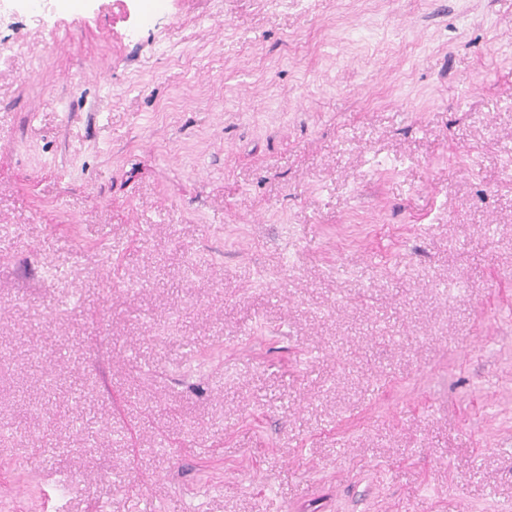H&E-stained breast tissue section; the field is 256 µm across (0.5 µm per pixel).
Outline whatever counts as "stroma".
Segmentation results:
<instances>
[{
	"instance_id": "obj_1",
	"label": "stroma",
	"mask_w": 512,
	"mask_h": 512,
	"mask_svg": "<svg viewBox=\"0 0 512 512\" xmlns=\"http://www.w3.org/2000/svg\"><path fill=\"white\" fill-rule=\"evenodd\" d=\"M17 2L0 512H512V0Z\"/></svg>"
}]
</instances>
